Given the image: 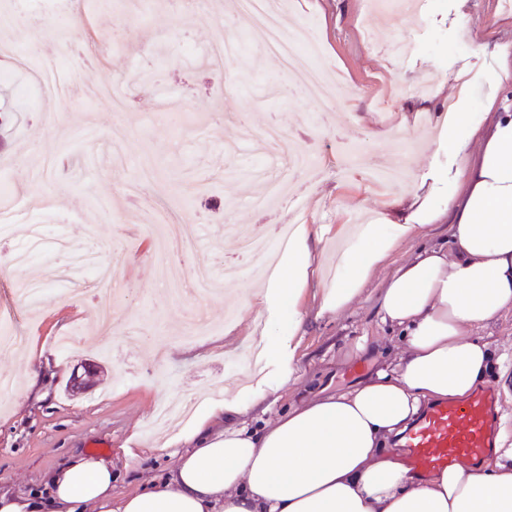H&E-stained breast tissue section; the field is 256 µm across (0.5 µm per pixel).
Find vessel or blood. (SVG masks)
<instances>
[{
	"mask_svg": "<svg viewBox=\"0 0 512 512\" xmlns=\"http://www.w3.org/2000/svg\"><path fill=\"white\" fill-rule=\"evenodd\" d=\"M501 389L489 385L467 397L434 402L407 433L404 462L421 476L467 462L482 464L496 446Z\"/></svg>",
	"mask_w": 512,
	"mask_h": 512,
	"instance_id": "1",
	"label": "vessel or blood"
}]
</instances>
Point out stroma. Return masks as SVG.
<instances>
[{"instance_id":"obj_1","label":"stroma","mask_w":512,"mask_h":512,"mask_svg":"<svg viewBox=\"0 0 512 512\" xmlns=\"http://www.w3.org/2000/svg\"><path fill=\"white\" fill-rule=\"evenodd\" d=\"M219 0H202L193 13L179 14L155 0L149 17L127 12L122 0H77L53 15L38 5L10 4L12 14L43 24V47L55 58L57 95L31 88L22 120L0 131V168L29 206L27 214L0 229V329H17L27 342L50 353L39 390L26 391V350L1 351L0 371L15 379L17 398L0 400V491L42 493L48 476L77 454L112 458V495L136 491L162 479L176 459L162 451L177 428L149 432L163 400L199 392L201 400L222 398L226 382L246 385L252 338L260 308L225 320L228 299H241L253 279L241 275L207 300L169 299L155 250L154 209L174 212L190 235L182 267L241 262L234 241L259 236L249 199L267 193L266 172L277 163L273 150H253L252 137L280 124L298 132V149L317 164L314 193L304 195L307 223L357 224L390 214L395 197L410 198L417 178L448 163L429 143L440 130L441 110L456 81L466 83L474 125L489 122L490 72L496 62L480 51L486 36L512 49V4L468 0L469 22L460 29L456 0H423L412 18L389 15L378 0H289L283 13L288 36L309 22L327 71H341L348 90L332 110L320 112L293 91L278 56L261 49L251 20L238 10L216 16ZM245 37L243 77L227 85L225 72L189 61L218 35ZM392 39L411 41L402 58L389 56ZM121 88L126 101L122 125L113 122L108 91ZM422 113L425 140L414 138L404 117ZM126 141V157L113 168L108 154L86 150L87 135ZM62 164L41 179L20 171L16 156L38 137ZM40 228L44 258L16 262ZM448 222L399 245L361 294L332 316L316 314L307 300L302 377L284 387L269 408L254 407L252 423L272 421L303 400L340 393L397 359L401 345L377 317L382 281L424 247L443 244ZM104 244L115 262L111 297L94 291L76 295L81 276L50 281L38 306L18 293L46 269L60 265L58 242L76 247ZM112 308V332L99 326L103 306ZM207 327L182 338L195 313ZM366 349H359V341ZM94 372L84 393L69 387L73 372ZM131 445L138 460L126 459Z\"/></svg>"}]
</instances>
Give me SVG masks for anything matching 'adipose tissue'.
<instances>
[{
    "label": "adipose tissue",
    "instance_id": "1",
    "mask_svg": "<svg viewBox=\"0 0 512 512\" xmlns=\"http://www.w3.org/2000/svg\"><path fill=\"white\" fill-rule=\"evenodd\" d=\"M482 48L499 61L487 132L472 124L465 96H454V119L435 142L451 169L433 173L435 197L358 225L336 252L335 282L315 296L318 315L342 311L397 246L450 217L446 244L420 249L381 285L377 315L399 333L397 360L266 425L248 421L251 405L300 378L301 302L329 227L298 225L278 256V277L242 298L268 313L248 395L225 388L195 413L170 478L116 499L111 460L81 454L51 476L49 497L0 493V512H512V429H500L483 466L459 464L426 481L387 449L428 404L464 397L492 368L512 367V352L469 336L512 308V51Z\"/></svg>",
    "mask_w": 512,
    "mask_h": 512
}]
</instances>
